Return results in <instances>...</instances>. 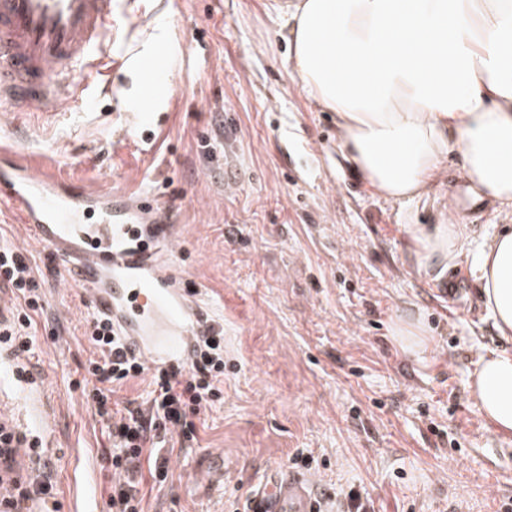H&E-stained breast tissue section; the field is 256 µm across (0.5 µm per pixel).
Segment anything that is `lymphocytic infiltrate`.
<instances>
[{"mask_svg": "<svg viewBox=\"0 0 512 512\" xmlns=\"http://www.w3.org/2000/svg\"><path fill=\"white\" fill-rule=\"evenodd\" d=\"M8 283L19 304L10 323H0V348L15 356L29 352L37 336L36 314L42 312L43 281L26 256L10 246H0V282ZM93 348L83 394L95 416L108 428L111 447L101 455L112 468L108 504L112 512H144V476L163 481L169 459L162 446L187 448L197 439L194 416L224 398V338L206 341L190 366L150 371L137 357L126 354L111 323L97 317L87 324ZM148 383L146 401L126 405L116 413L112 396L116 389ZM27 445L30 469L21 473L17 448ZM43 449L26 439L14 425L0 421V512H30L31 502L46 504L54 491L40 473Z\"/></svg>", "mask_w": 512, "mask_h": 512, "instance_id": "1", "label": "lymphocytic infiltrate"}]
</instances>
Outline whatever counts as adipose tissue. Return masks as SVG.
<instances>
[{"instance_id": "obj_1", "label": "adipose tissue", "mask_w": 512, "mask_h": 512, "mask_svg": "<svg viewBox=\"0 0 512 512\" xmlns=\"http://www.w3.org/2000/svg\"><path fill=\"white\" fill-rule=\"evenodd\" d=\"M288 68L336 117L340 144L382 197L427 195L461 158L469 189L512 208V0H288ZM418 273L468 256L464 224H412ZM483 305L512 340V226L473 256ZM481 416L512 436V354L480 357L467 385Z\"/></svg>"}]
</instances>
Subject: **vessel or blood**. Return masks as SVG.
<instances>
[{
	"mask_svg": "<svg viewBox=\"0 0 512 512\" xmlns=\"http://www.w3.org/2000/svg\"><path fill=\"white\" fill-rule=\"evenodd\" d=\"M117 0H0V102L16 112L49 114L72 107L88 81L112 64ZM157 49L139 69L148 100L167 74ZM0 203L10 205L29 235L71 266L69 282L97 315L110 318L126 347L149 370L188 365L204 341L198 300L180 287L149 241L168 242L166 209L122 190L102 192L34 173L0 147ZM98 223H88L90 213ZM34 383L14 358L0 360V415L23 409L36 431L50 418L36 414ZM314 478L271 472L249 498L248 512H313Z\"/></svg>",
	"mask_w": 512,
	"mask_h": 512,
	"instance_id": "vessel-or-blood-1",
	"label": "vessel or blood"
}]
</instances>
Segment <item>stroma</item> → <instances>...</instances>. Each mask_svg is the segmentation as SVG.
Here are the masks:
<instances>
[{"mask_svg": "<svg viewBox=\"0 0 512 512\" xmlns=\"http://www.w3.org/2000/svg\"><path fill=\"white\" fill-rule=\"evenodd\" d=\"M119 66L66 111L0 127V145L35 170L167 208L169 262L208 321L224 328V402L174 453L147 512H232L270 469L300 450L320 460L317 490L352 489L374 512H503L512 502V437L469 398L480 354L512 353L485 310L467 262L447 278L417 273L406 228L440 223L461 178L449 157L428 195L401 205L376 195L346 160L333 113L313 105L288 69L286 0H122ZM171 84L155 104L151 145L125 131L141 86L136 64L157 47ZM473 245L512 225V208L462 213ZM46 273V306L27 357L55 427L42 469L55 512L106 500L111 442L79 383L93 312L66 286L48 245H25ZM421 323L410 350L394 335Z\"/></svg>", "mask_w": 512, "mask_h": 512, "instance_id": "1", "label": "stroma"}]
</instances>
